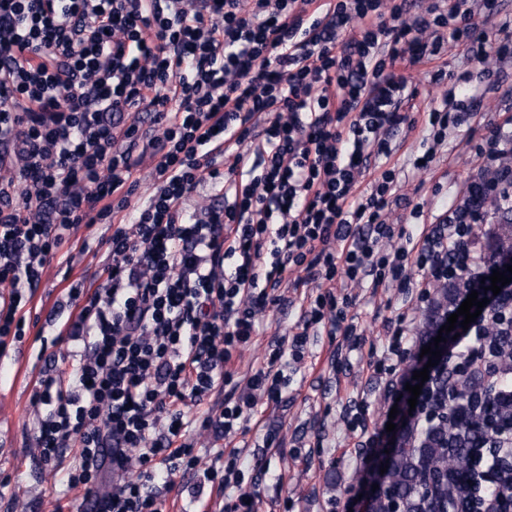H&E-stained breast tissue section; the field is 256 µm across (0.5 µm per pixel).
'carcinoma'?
<instances>
[{
  "instance_id": "1",
  "label": "carcinoma",
  "mask_w": 512,
  "mask_h": 512,
  "mask_svg": "<svg viewBox=\"0 0 512 512\" xmlns=\"http://www.w3.org/2000/svg\"><path fill=\"white\" fill-rule=\"evenodd\" d=\"M508 171L505 167L496 174L502 181L501 197L479 193L476 183L463 204L465 209L488 207L494 215L495 229L483 244L489 260L512 251V205L504 201L512 193V174L503 177ZM458 293L454 286L442 289L425 331H431L448 312ZM429 403L442 413L441 421L426 429L405 430L392 449L384 490L372 498L370 512H389L392 499L400 503L402 512H464L462 492L454 478L467 469L474 449L494 441L493 432L483 421L469 417L470 409L477 405L495 407L499 398L490 388L458 392L445 371L433 379Z\"/></svg>"
}]
</instances>
